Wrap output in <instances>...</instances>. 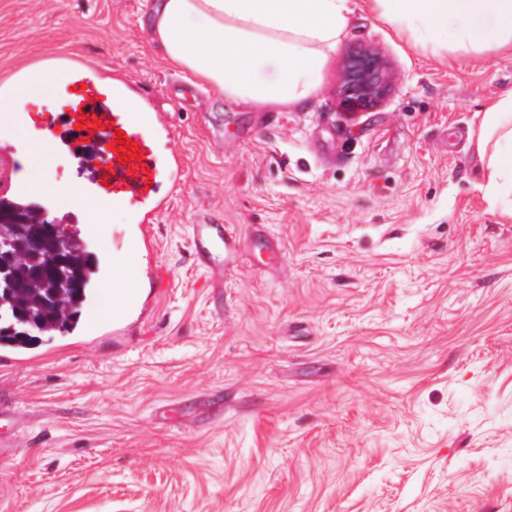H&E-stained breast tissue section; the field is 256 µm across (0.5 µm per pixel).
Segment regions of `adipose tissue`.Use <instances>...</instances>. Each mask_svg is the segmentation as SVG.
Here are the masks:
<instances>
[{
  "label": "adipose tissue",
  "instance_id": "adipose-tissue-1",
  "mask_svg": "<svg viewBox=\"0 0 512 512\" xmlns=\"http://www.w3.org/2000/svg\"><path fill=\"white\" fill-rule=\"evenodd\" d=\"M381 16L433 51L477 57L512 46V0H375ZM354 0H154L141 22L166 59L226 100L302 107L320 86ZM481 189L512 210V90L477 115Z\"/></svg>",
  "mask_w": 512,
  "mask_h": 512
}]
</instances>
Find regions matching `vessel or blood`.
<instances>
[{
    "label": "vessel or blood",
    "instance_id": "obj_1",
    "mask_svg": "<svg viewBox=\"0 0 512 512\" xmlns=\"http://www.w3.org/2000/svg\"><path fill=\"white\" fill-rule=\"evenodd\" d=\"M54 65L60 76L53 85L28 75L13 88H0V111L9 112L18 97L54 90L67 101V109L59 117L60 145L70 148L85 143L99 160L92 193L108 188L114 205L137 202L139 210L112 253V279L118 284L112 294V333L122 336L129 326L150 313V304L141 292L142 283L147 281L159 288L165 282L161 266L145 265L144 256L154 245L153 223L168 205L161 188L175 177L178 161L155 149V140L165 128L162 116L128 111V99L137 92V85L107 82L96 66L76 57L55 60ZM82 118L99 119L102 125L92 131L79 128ZM118 130L143 150L142 161L129 166L119 163L112 147ZM189 232L197 266L219 275L235 266L240 239L232 225L204 222L190 225Z\"/></svg>",
    "mask_w": 512,
    "mask_h": 512
}]
</instances>
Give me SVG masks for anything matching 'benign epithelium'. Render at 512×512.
I'll use <instances>...</instances> for the list:
<instances>
[{"label": "benign epithelium", "instance_id": "obj_1", "mask_svg": "<svg viewBox=\"0 0 512 512\" xmlns=\"http://www.w3.org/2000/svg\"><path fill=\"white\" fill-rule=\"evenodd\" d=\"M390 87V75L378 54L361 49L347 56L339 90L341 104L344 107L354 111L371 110L377 106ZM8 271L16 277L18 283L34 274L20 251L0 247V273Z\"/></svg>", "mask_w": 512, "mask_h": 512}]
</instances>
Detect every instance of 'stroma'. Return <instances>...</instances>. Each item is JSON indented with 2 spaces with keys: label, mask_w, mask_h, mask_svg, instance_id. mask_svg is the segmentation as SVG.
I'll return each mask as SVG.
<instances>
[{
  "label": "stroma",
  "mask_w": 512,
  "mask_h": 512,
  "mask_svg": "<svg viewBox=\"0 0 512 512\" xmlns=\"http://www.w3.org/2000/svg\"><path fill=\"white\" fill-rule=\"evenodd\" d=\"M356 9L298 109L224 100L169 64L139 20L151 0H0V83L71 54L140 86L183 160L153 234L169 281L131 341L107 278L80 332L0 363V512H512V214L480 189L470 133L512 90V48L437 54ZM392 78L369 112L340 103L346 55ZM61 97L0 137L14 179L101 262L136 209L96 224L46 191L90 184L56 149ZM206 218L280 241L222 284L196 266Z\"/></svg>",
  "instance_id": "stroma-1"
}]
</instances>
